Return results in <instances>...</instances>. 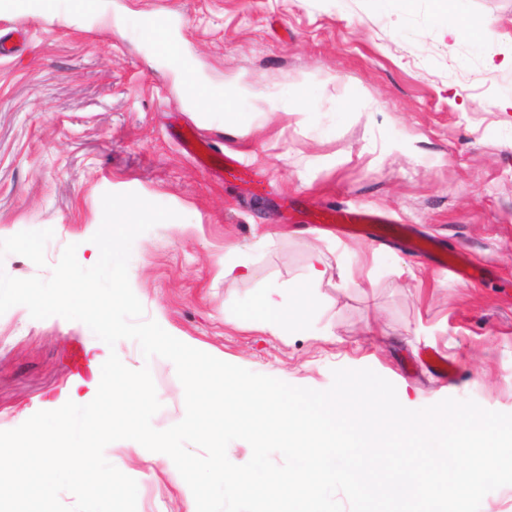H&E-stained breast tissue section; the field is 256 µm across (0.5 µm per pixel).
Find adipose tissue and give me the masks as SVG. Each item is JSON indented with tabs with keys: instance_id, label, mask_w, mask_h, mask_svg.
Instances as JSON below:
<instances>
[{
	"instance_id": "obj_1",
	"label": "adipose tissue",
	"mask_w": 512,
	"mask_h": 512,
	"mask_svg": "<svg viewBox=\"0 0 512 512\" xmlns=\"http://www.w3.org/2000/svg\"><path fill=\"white\" fill-rule=\"evenodd\" d=\"M260 317L257 326L274 336H287L290 330L308 324L309 301H300L295 314L283 313L271 296L257 303ZM88 375H73L59 398L46 405L41 421L20 435L16 445L0 448V460L9 461V480L0 482V493L23 499L38 493L39 512H55L50 491L68 486L75 497L86 489L87 457L85 448L92 430L101 423L104 407L100 397L104 390L125 394L144 386L150 378L149 365H142L137 377H129L120 358L112 353L92 355Z\"/></svg>"
}]
</instances>
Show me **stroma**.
I'll return each mask as SVG.
<instances>
[{
    "label": "stroma",
    "mask_w": 512,
    "mask_h": 512,
    "mask_svg": "<svg viewBox=\"0 0 512 512\" xmlns=\"http://www.w3.org/2000/svg\"><path fill=\"white\" fill-rule=\"evenodd\" d=\"M74 18L0 0V239L52 229L45 267L8 254L11 277L49 278L64 248L92 234L104 193L134 192L176 211L133 242L130 286L146 318L224 362L290 385L328 389L336 368H369L413 408L471 399L512 414V71L487 51L512 44V0H453L489 23L491 41H448L435 0H100ZM174 17L170 39L214 89L245 87L224 114L199 116L139 21ZM281 99L268 112L262 100ZM227 111V112H228ZM195 127L236 155L253 183L210 176L180 141ZM363 207L408 239L342 236L308 223L322 207ZM273 241L259 240L260 227ZM464 255V280L410 240ZM255 275L225 279L228 250ZM327 273L313 323L281 338L254 326L265 288L294 303L313 253ZM84 323L0 315V444L30 427L70 376L86 371ZM155 429L185 416L174 364L153 357ZM104 455L138 484L137 512H185L178 474L132 440Z\"/></svg>",
    "instance_id": "1"
}]
</instances>
